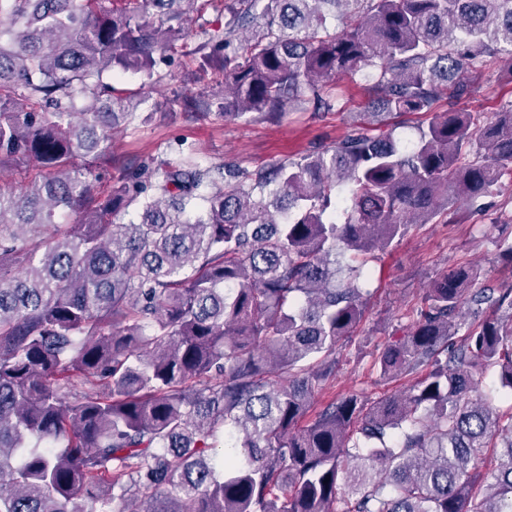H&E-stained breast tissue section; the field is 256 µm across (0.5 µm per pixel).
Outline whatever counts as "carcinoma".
Masks as SVG:
<instances>
[{
	"label": "carcinoma",
	"instance_id": "cac0c4a2",
	"mask_svg": "<svg viewBox=\"0 0 512 512\" xmlns=\"http://www.w3.org/2000/svg\"><path fill=\"white\" fill-rule=\"evenodd\" d=\"M174 52L202 119L330 112L367 68L383 111L270 167L186 148L98 192L141 105L103 74ZM502 54L512 81V0H0V172L48 170L0 189V512H512V412L474 398L490 367L512 392V287L480 270L441 273L379 352L383 379L423 372L409 395L315 408L366 307L336 257L512 173V107L456 109ZM420 112L406 143L374 132ZM44 172L34 164L21 169L8 170L0 178V186L10 189L18 195L29 183L41 180Z\"/></svg>",
	"mask_w": 512,
	"mask_h": 512
}]
</instances>
